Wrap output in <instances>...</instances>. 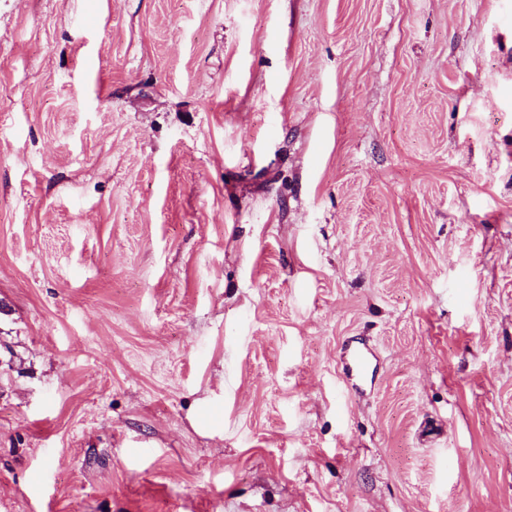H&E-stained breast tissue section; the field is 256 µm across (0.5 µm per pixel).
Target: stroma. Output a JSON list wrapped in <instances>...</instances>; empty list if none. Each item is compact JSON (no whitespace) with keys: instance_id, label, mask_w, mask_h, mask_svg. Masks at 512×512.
<instances>
[{"instance_id":"obj_1","label":"stroma","mask_w":512,"mask_h":512,"mask_svg":"<svg viewBox=\"0 0 512 512\" xmlns=\"http://www.w3.org/2000/svg\"><path fill=\"white\" fill-rule=\"evenodd\" d=\"M0 512H512V0H0ZM349 353L348 362L344 365L345 383L349 392L362 394L363 389L357 383L365 382L369 378L372 381L376 367H372V363L367 355L359 348H347Z\"/></svg>"}]
</instances>
